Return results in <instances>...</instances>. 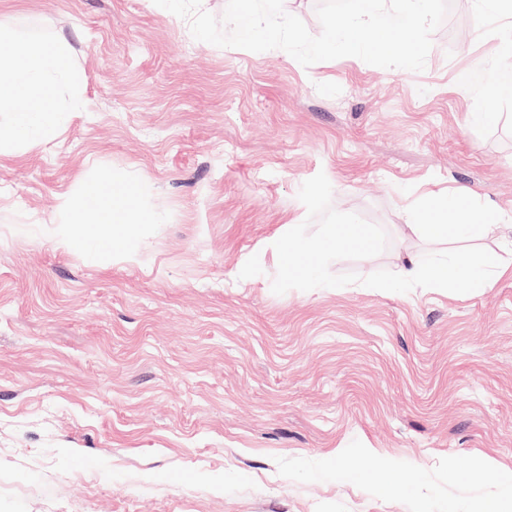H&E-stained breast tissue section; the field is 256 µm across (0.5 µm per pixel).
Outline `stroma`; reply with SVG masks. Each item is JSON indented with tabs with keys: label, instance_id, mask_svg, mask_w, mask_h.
<instances>
[{
	"label": "stroma",
	"instance_id": "35a3bbf8",
	"mask_svg": "<svg viewBox=\"0 0 512 512\" xmlns=\"http://www.w3.org/2000/svg\"><path fill=\"white\" fill-rule=\"evenodd\" d=\"M0 22L62 35L86 84L56 137L0 149V512H502L512 227L404 226L464 190L512 211V91L478 0L419 72L220 48L153 0H0ZM92 182L135 199L131 260L68 226ZM347 222L369 234L332 265L270 248ZM447 250L505 271L477 294L398 284ZM448 205L454 208L457 216L455 224L448 225ZM417 217L408 214L406 227L415 233L429 239H447L448 235L459 238L476 236L479 230L494 224H471V208L462 200L457 201V206L448 202V198L441 201H432L421 217V224H415ZM477 225L479 228L472 231L471 227Z\"/></svg>",
	"mask_w": 512,
	"mask_h": 512
}]
</instances>
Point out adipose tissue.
Wrapping results in <instances>:
<instances>
[{"instance_id":"1","label":"adipose tissue","mask_w":512,"mask_h":512,"mask_svg":"<svg viewBox=\"0 0 512 512\" xmlns=\"http://www.w3.org/2000/svg\"><path fill=\"white\" fill-rule=\"evenodd\" d=\"M69 45L60 37L30 39L0 24V112L9 114L12 132L21 142L52 139L69 109L66 97L80 93V81L68 66ZM27 107H20V100ZM61 208L77 213L85 224L107 229L109 245L124 233L127 211L114 207L106 194L90 187L79 196L64 199ZM471 208L465 202L450 206L448 200L432 201L422 217L408 215V229L429 239L472 235ZM499 265L474 255L450 254L426 265L402 268L401 276L422 288H445L459 282L479 292L500 275Z\"/></svg>"}]
</instances>
